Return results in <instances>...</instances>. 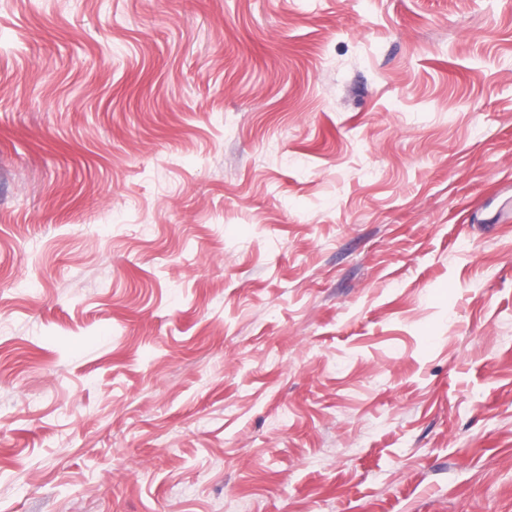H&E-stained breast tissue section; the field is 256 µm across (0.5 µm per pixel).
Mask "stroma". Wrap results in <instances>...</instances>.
Here are the masks:
<instances>
[{"mask_svg":"<svg viewBox=\"0 0 512 512\" xmlns=\"http://www.w3.org/2000/svg\"><path fill=\"white\" fill-rule=\"evenodd\" d=\"M512 0H0V512H512Z\"/></svg>","mask_w":512,"mask_h":512,"instance_id":"1","label":"stroma"}]
</instances>
